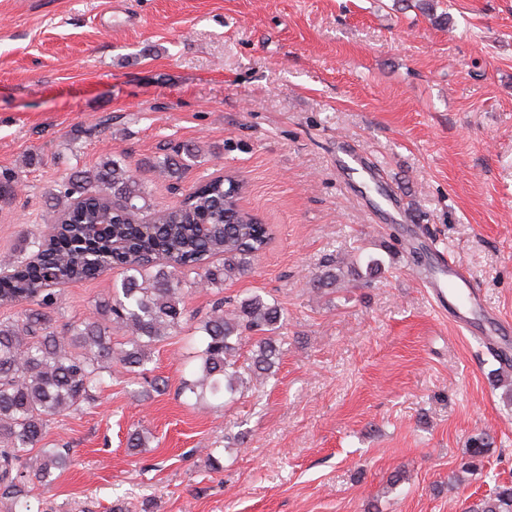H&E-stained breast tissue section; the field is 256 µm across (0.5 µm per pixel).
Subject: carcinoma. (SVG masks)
<instances>
[{
  "label": "carcinoma",
  "instance_id": "carcinoma-1",
  "mask_svg": "<svg viewBox=\"0 0 512 512\" xmlns=\"http://www.w3.org/2000/svg\"><path fill=\"white\" fill-rule=\"evenodd\" d=\"M197 156L194 144L167 146L152 167L178 181ZM243 194L234 177H211L193 185L178 205L153 210L130 164L110 155L50 193L56 233H28L10 275L0 281V304L31 305L22 321H0V489L18 512H31V479L48 485L69 464L68 449L41 445L49 423L78 410L112 365L145 370L154 345L181 327L194 290H221L252 270L272 229L241 206ZM114 268L123 277L96 305L97 317L57 330L52 287ZM188 271L196 277L186 279ZM281 319L278 303L259 295L227 310L217 299L196 327L200 365L183 378L180 392L232 399L245 380L268 375L280 359L271 334ZM116 332L125 338L118 347L112 345ZM247 332L261 337L243 366L239 346ZM492 444L484 432L470 438L469 468ZM473 512H512V484L496 485Z\"/></svg>",
  "mask_w": 512,
  "mask_h": 512
}]
</instances>
